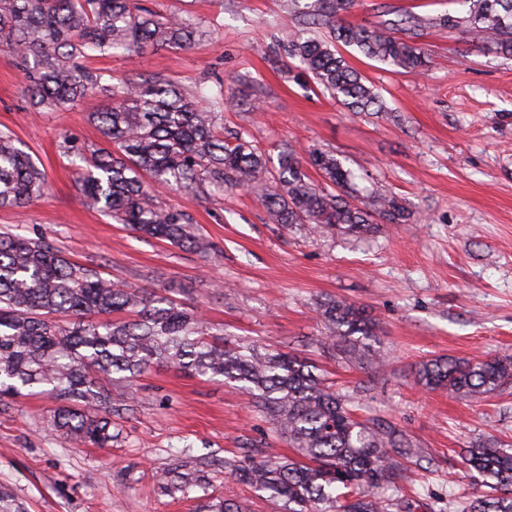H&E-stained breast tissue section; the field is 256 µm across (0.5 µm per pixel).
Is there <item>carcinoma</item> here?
Instances as JSON below:
<instances>
[{"mask_svg":"<svg viewBox=\"0 0 512 512\" xmlns=\"http://www.w3.org/2000/svg\"><path fill=\"white\" fill-rule=\"evenodd\" d=\"M461 2L462 15L430 23L400 17L368 27L342 18L354 0H290L298 26L283 50L346 111L378 114L385 111L380 95L336 44L389 66L423 69L428 60L416 39L430 24L460 28L512 58V0ZM196 35L186 19L152 12L139 0H0V48L21 59L35 108L54 109L90 93L109 100L88 120L111 149H83L87 167L78 182L90 205L135 234L187 250L209 248L184 214L155 201V185L198 196L247 185L271 223L309 235L362 239L383 224L412 220L414 212L394 196H361L353 171L330 151L308 153L319 183L288 147L277 156V176L269 178L265 153L242 137L224 140L221 86L194 94L154 74L114 83L88 64L95 52L187 48ZM47 187L45 171L0 132V207H23ZM317 313L330 336L355 346L378 335L376 319L354 303L327 299ZM153 367L236 383L252 395L297 456L259 452L231 472L275 512H412L409 500L382 493L395 484L392 455L414 454L410 438L389 422L359 420L350 398L307 362L232 341L175 300L106 278L43 239L0 233V397L35 389L54 394L67 401L53 413L54 429L76 445L108 448L124 393L101 381H131ZM416 381L462 398L490 397L512 386V355L431 359ZM465 460L476 475L462 512H512V450L484 440L465 450ZM161 486L169 495L185 494L201 482L175 471ZM0 512L28 509L0 485Z\"/></svg>","mask_w":512,"mask_h":512,"instance_id":"obj_1","label":"carcinoma"}]
</instances>
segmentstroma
Returning <instances> with one entry per match:
<instances>
[{"instance_id":"stroma-1","label":"stroma","mask_w":512,"mask_h":512,"mask_svg":"<svg viewBox=\"0 0 512 512\" xmlns=\"http://www.w3.org/2000/svg\"><path fill=\"white\" fill-rule=\"evenodd\" d=\"M200 26L191 47L93 59L117 79L164 75L188 90H224L225 134L270 154L316 146L351 167L364 191L405 201L417 220L366 239L312 237L267 221L250 191L202 199L157 189L212 248L200 253L145 239L100 213L76 186L80 158L65 142L99 143L87 115L97 96L39 112L20 61L0 51V131L42 164L49 189L24 208H0V231L51 243L72 260L129 286L171 291L226 337L282 350L316 365L361 417L392 422L417 446L397 459L405 489L431 512H460L470 482L464 450L512 443V388L462 400L415 382L419 363L512 354V59L460 29L427 27L417 44L429 65L405 71L345 47L341 54L387 105L347 112L282 48L296 21L288 0H142ZM423 19L459 14L457 0H357L346 21L367 25L382 6ZM335 298L363 306L379 324L373 349L384 367L329 338L315 313ZM111 447H76L50 426L59 400L0 401V483L29 512H204L220 495L243 512H272L224 463L247 446L291 455L287 442L233 385L160 367L125 388ZM204 474L208 489L171 496V469Z\"/></svg>"}]
</instances>
